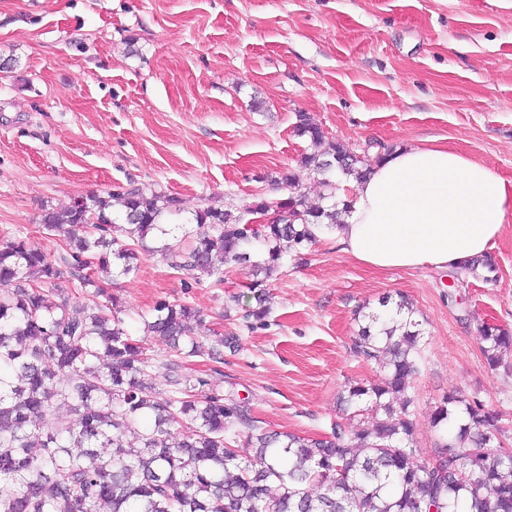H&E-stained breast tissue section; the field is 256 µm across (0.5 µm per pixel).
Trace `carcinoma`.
Here are the masks:
<instances>
[{
	"label": "carcinoma",
	"mask_w": 512,
	"mask_h": 512,
	"mask_svg": "<svg viewBox=\"0 0 512 512\" xmlns=\"http://www.w3.org/2000/svg\"><path fill=\"white\" fill-rule=\"evenodd\" d=\"M295 129L308 142L300 168L320 177L323 193L314 206L256 197L248 212L276 206L288 215L280 223L254 230L210 198L177 222L178 197L131 182L44 209L42 229L66 240L56 255L22 236L0 240V512H512V455L484 404L458 394L438 401L432 460L417 463L409 389L423 333L403 295L362 314L354 338L355 353L382 372L338 398L340 409L368 415L359 431L338 421L317 437L262 426L246 399L219 390V348L236 339L203 343L193 332L201 311L184 303L161 300L143 320L144 336L169 349L163 383L145 379L150 358L101 279L137 271L136 243L153 233L187 288L223 282L226 266L249 269L248 304L241 295L229 303L263 321L267 282L283 261L342 223L350 199L336 198V178L370 172L307 113ZM177 235L182 250L167 242ZM64 267L88 297L76 311L59 285ZM479 339L498 368L512 333L483 323ZM204 355L216 363L210 375L186 372L187 359ZM59 406L67 413L40 427Z\"/></svg>",
	"instance_id": "cac0c4a2"
}]
</instances>
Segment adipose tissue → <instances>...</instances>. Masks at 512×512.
Segmentation results:
<instances>
[{"label":"adipose tissue","mask_w":512,"mask_h":512,"mask_svg":"<svg viewBox=\"0 0 512 512\" xmlns=\"http://www.w3.org/2000/svg\"><path fill=\"white\" fill-rule=\"evenodd\" d=\"M352 190L335 229L341 250L372 268L461 267L482 257L512 222V185L445 146H407Z\"/></svg>","instance_id":"ef3b65f1"}]
</instances>
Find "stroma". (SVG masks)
<instances>
[{"label": "stroma", "mask_w": 512, "mask_h": 512, "mask_svg": "<svg viewBox=\"0 0 512 512\" xmlns=\"http://www.w3.org/2000/svg\"><path fill=\"white\" fill-rule=\"evenodd\" d=\"M300 112L368 160L434 139L511 184L512 0H0V239L56 253L43 206L132 181L179 197L187 217L204 197L239 213L258 193L288 197L271 177L300 165ZM145 244L138 271L107 287L127 328L141 336L160 299L201 309L198 335L238 341L221 389L264 427L361 426L337 408L347 383L380 374L351 350L358 312L400 293L427 340L410 390L418 461L434 448L432 406L453 392L495 410L512 447V351L490 368L478 337L484 321L512 330V223L472 271L374 269L326 235L270 279L251 331L225 311L247 270L188 288Z\"/></svg>", "instance_id": "1"}]
</instances>
